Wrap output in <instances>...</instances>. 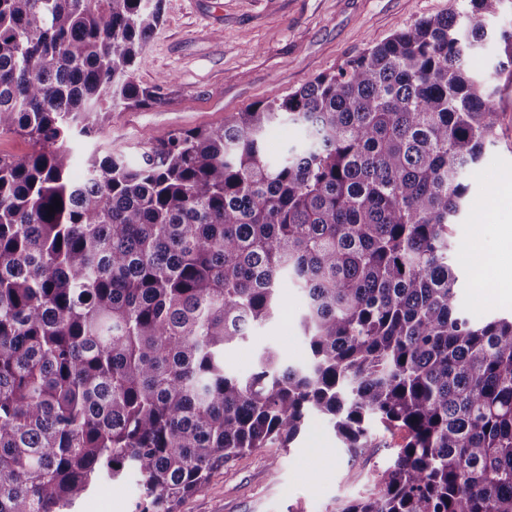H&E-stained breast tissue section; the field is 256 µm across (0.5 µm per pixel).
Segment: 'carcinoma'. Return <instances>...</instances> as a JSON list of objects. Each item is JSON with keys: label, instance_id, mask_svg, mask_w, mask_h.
I'll return each instance as SVG.
<instances>
[{"label": "carcinoma", "instance_id": "cac0c4a2", "mask_svg": "<svg viewBox=\"0 0 512 512\" xmlns=\"http://www.w3.org/2000/svg\"><path fill=\"white\" fill-rule=\"evenodd\" d=\"M504 0L421 18L283 98L134 157L73 144L161 102L134 71L162 0H0V512H73L134 478L171 512L321 416L352 458L404 431L336 512H512V318L473 322L448 262L466 176L494 142ZM282 123L301 143L271 161ZM61 206L49 213L54 199ZM304 298L307 360L224 351ZM301 138L300 131L288 124L274 127L266 142V151L270 157H277L286 143H296ZM33 150V145L23 136L14 133L0 134V156L21 159Z\"/></svg>", "mask_w": 512, "mask_h": 512}]
</instances>
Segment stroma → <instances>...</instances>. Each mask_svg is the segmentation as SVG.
I'll use <instances>...</instances> for the list:
<instances>
[{
	"mask_svg": "<svg viewBox=\"0 0 512 512\" xmlns=\"http://www.w3.org/2000/svg\"><path fill=\"white\" fill-rule=\"evenodd\" d=\"M462 0H163L161 24L136 70L159 87L161 105L119 108L75 154L82 171L96 148L136 154L144 142L176 130L218 125L255 102L284 97L314 77L409 26L448 12ZM497 140L469 178L472 215L453 227L461 307L477 321L512 315V87L502 88ZM281 293L288 315L254 327L224 354L228 373L248 375L264 349L283 363L306 357L299 326L303 297L292 283ZM350 458L326 419L312 418L292 449L256 448L233 458L205 487L180 499L175 512H334L357 497L371 471L385 467L401 436ZM135 481L100 485L76 512H136Z\"/></svg>",
	"mask_w": 512,
	"mask_h": 512,
	"instance_id": "35a3bbf8",
	"label": "stroma"
}]
</instances>
